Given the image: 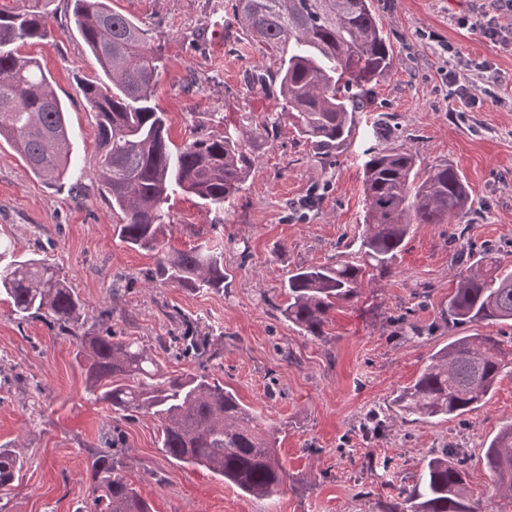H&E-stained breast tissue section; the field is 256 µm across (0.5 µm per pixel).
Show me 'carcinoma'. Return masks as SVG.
Returning <instances> with one entry per match:
<instances>
[{
    "label": "carcinoma",
    "mask_w": 512,
    "mask_h": 512,
    "mask_svg": "<svg viewBox=\"0 0 512 512\" xmlns=\"http://www.w3.org/2000/svg\"><path fill=\"white\" fill-rule=\"evenodd\" d=\"M74 25L95 58L101 77L83 84L94 112L99 161L94 175L121 214L120 242L157 255L156 280L178 288L224 290V251L218 245L188 250L164 243L167 204L188 194L216 210L235 197L253 166L246 147L269 135L284 116L319 154L340 150L372 86L392 68L394 51L372 0H234L243 29L279 66L276 116L194 135L180 146L154 103L160 57L149 30L112 9L110 0H71ZM48 0H24L0 9V140L30 171L60 184L73 166L70 126L51 76L16 44L53 38ZM366 213L357 256L288 273V303L281 314L302 336L321 338L330 316L355 299L369 273H391L416 224H452L467 212L470 189L448 163L421 174L403 148L374 149L364 162ZM0 251V295L20 319L43 316L75 347V358L95 400L125 415L146 413L161 423L160 448L180 464L202 466L255 498L277 495L288 480L276 444L256 411L207 374L163 376L153 350L136 340L103 336L87 326L84 304L49 263L5 259ZM448 296V325L512 322V266L494 257L463 266ZM163 352L210 361L209 337L155 339ZM502 340L458 336L434 351L415 381L393 403L402 415L430 423L477 410L504 368ZM496 489L512 499V422L484 444ZM26 459L19 448H0V490L19 480ZM122 463L102 455L92 461V485L77 512H151L121 474ZM379 512H480L467 491L462 464L443 448L431 454L410 488L387 498Z\"/></svg>",
    "instance_id": "1"
}]
</instances>
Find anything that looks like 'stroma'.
I'll use <instances>...</instances> for the list:
<instances>
[{
	"label": "stroma",
	"mask_w": 512,
	"mask_h": 512,
	"mask_svg": "<svg viewBox=\"0 0 512 512\" xmlns=\"http://www.w3.org/2000/svg\"><path fill=\"white\" fill-rule=\"evenodd\" d=\"M482 0H374L396 60L376 85L340 153L324 159L282 121L253 140L255 163L221 211L192 196L171 198L166 243L224 248V289L188 290L153 281L154 253L127 248L119 215L96 179V120L82 94L100 73L75 30L70 0H50L55 39L20 45L51 73L71 124L77 166L62 187L35 177L0 141V241L63 275L98 329L153 346L168 335L166 316L190 315L201 335H223L209 363L164 354L170 375L205 373L277 430L289 480L273 499L239 494L223 479L168 458L160 423L121 416L95 401L73 346L45 318L18 319L0 296V446L27 459L19 483L0 493V512H76L92 483L93 456L119 438L122 475L152 512H378L411 486L430 454L459 446L467 484L482 512H512L483 462L482 444L512 421V373L503 374L477 411L431 424L403 418L392 403L430 355L455 337L497 336L512 354V327H448L454 253L468 248L512 262V37L495 41L470 26ZM142 23L160 48L155 103L174 144L193 131L219 133L244 113L275 110L274 90L253 88L274 57L236 21L232 0H112ZM487 61L498 79L478 77ZM473 83L461 101L449 70ZM406 148L420 169L452 164L472 205L453 224H419L391 274L366 280L357 298L331 315L326 336L300 335L279 312L283 282L300 265L335 262L357 250L365 215L363 164L372 148ZM420 336L406 334L404 324Z\"/></svg>",
	"instance_id": "1"
}]
</instances>
